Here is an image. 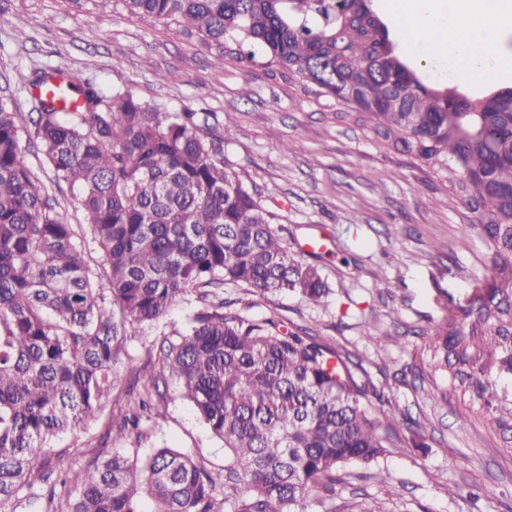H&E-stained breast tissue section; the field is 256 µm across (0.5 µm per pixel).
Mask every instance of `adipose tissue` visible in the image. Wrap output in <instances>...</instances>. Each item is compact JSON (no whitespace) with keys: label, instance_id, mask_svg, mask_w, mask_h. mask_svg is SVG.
<instances>
[{"label":"adipose tissue","instance_id":"obj_1","mask_svg":"<svg viewBox=\"0 0 512 512\" xmlns=\"http://www.w3.org/2000/svg\"><path fill=\"white\" fill-rule=\"evenodd\" d=\"M391 6L405 49L443 73L462 68L468 76L492 81L512 68L511 54L490 49L492 27L512 15V0H391Z\"/></svg>","mask_w":512,"mask_h":512}]
</instances>
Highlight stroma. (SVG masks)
Listing matches in <instances>:
<instances>
[{"label":"stroma","instance_id":"obj_1","mask_svg":"<svg viewBox=\"0 0 512 512\" xmlns=\"http://www.w3.org/2000/svg\"><path fill=\"white\" fill-rule=\"evenodd\" d=\"M51 69L107 95L130 92L152 108L208 113L217 132L233 118L225 167L278 215L291 253L304 256L307 243L321 242L318 265L330 287L323 304L291 290L260 298L228 287L224 295L248 316L309 328L331 347L359 355L378 414L405 412L418 421L429 451L406 444L377 467H346L336 512L371 501L385 512H512V449L480 420L459 427L465 407L455 393L432 396L425 338L489 275L485 244L470 230L475 216L445 179L376 141L353 111L264 58L215 68L198 37L133 16L123 0L79 7L71 0H0V95L12 99L22 129L35 109L34 73ZM291 140L297 150L284 151ZM369 327L389 344L368 339ZM177 392L170 384L139 456L167 446L221 470V443ZM108 421L104 414L53 439L45 456L77 467L112 450L103 438ZM455 485L470 487L472 496L449 495Z\"/></svg>","mask_w":512,"mask_h":512}]
</instances>
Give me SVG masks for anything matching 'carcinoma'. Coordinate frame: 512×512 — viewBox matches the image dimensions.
<instances>
[{
    "instance_id": "cac0c4a2",
    "label": "carcinoma",
    "mask_w": 512,
    "mask_h": 512,
    "mask_svg": "<svg viewBox=\"0 0 512 512\" xmlns=\"http://www.w3.org/2000/svg\"><path fill=\"white\" fill-rule=\"evenodd\" d=\"M134 15L200 35L224 68L256 54L357 112L379 141L456 185L478 220L489 276L425 342L434 371L512 445V88L469 98L428 87L397 51L373 0H124ZM37 98L34 139L51 176H34L18 113L0 96V512H336L339 472L370 467L411 431L379 417L359 357L302 326L248 319L224 286L263 297L330 292L320 268L292 254L276 216L224 167L227 120L209 136L196 112L144 106L88 81ZM78 188L84 224L53 190ZM103 257L91 265L89 245ZM181 330L161 329L188 297ZM155 329L157 363L130 372L128 409L112 439L143 438L169 380L224 446L212 471L188 451L115 449L75 469L38 462L53 437L99 417Z\"/></svg>"
}]
</instances>
